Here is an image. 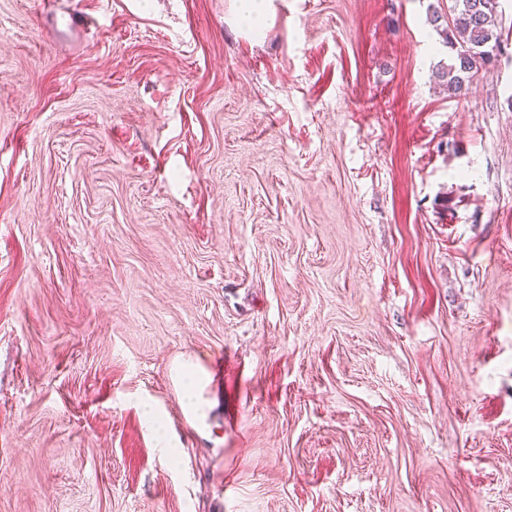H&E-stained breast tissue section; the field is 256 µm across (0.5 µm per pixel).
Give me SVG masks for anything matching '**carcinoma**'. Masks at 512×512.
Returning a JSON list of instances; mask_svg holds the SVG:
<instances>
[{"label": "carcinoma", "instance_id": "carcinoma-1", "mask_svg": "<svg viewBox=\"0 0 512 512\" xmlns=\"http://www.w3.org/2000/svg\"><path fill=\"white\" fill-rule=\"evenodd\" d=\"M431 23L451 50L450 63L436 77L452 95H463L479 69L504 54L502 13L493 0H448V13L433 12Z\"/></svg>", "mask_w": 512, "mask_h": 512}]
</instances>
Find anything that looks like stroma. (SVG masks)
Returning a JSON list of instances; mask_svg holds the SVG:
<instances>
[{
    "mask_svg": "<svg viewBox=\"0 0 512 512\" xmlns=\"http://www.w3.org/2000/svg\"><path fill=\"white\" fill-rule=\"evenodd\" d=\"M237 6L0 0V512H512V46ZM177 373L184 392V399L187 401L184 407L194 415L204 417L208 402L202 398L201 392L209 381L206 373L199 363L193 360L180 363ZM205 379L207 382L202 386Z\"/></svg>",
    "mask_w": 512,
    "mask_h": 512,
    "instance_id": "obj_1",
    "label": "stroma"
}]
</instances>
